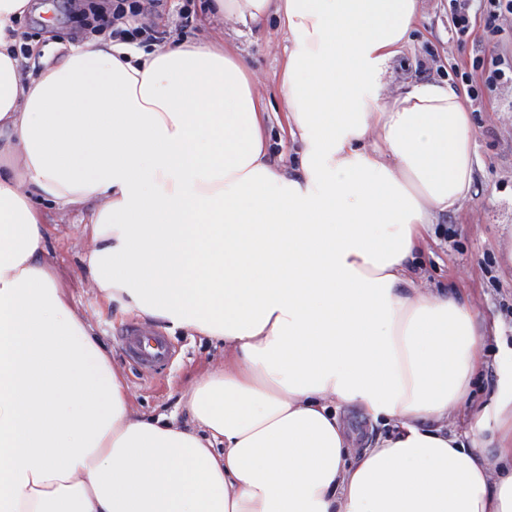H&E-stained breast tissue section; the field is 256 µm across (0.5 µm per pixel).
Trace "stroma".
<instances>
[{
    "label": "stroma",
    "mask_w": 512,
    "mask_h": 512,
    "mask_svg": "<svg viewBox=\"0 0 512 512\" xmlns=\"http://www.w3.org/2000/svg\"><path fill=\"white\" fill-rule=\"evenodd\" d=\"M140 15L148 36L140 46H155L193 40L203 35L224 41L236 50L253 72L257 90L274 118L269 137L275 152L288 149L285 132L286 106L279 93L286 58V34L278 23L249 31L239 24L211 17L208 0H140ZM453 0H425L424 18L412 46L394 65L395 79H403L410 65L424 77L448 81L465 90L462 73L472 76L475 91L469 96L475 128V152L480 169L462 205L436 225L419 255L418 273L429 288L455 289L473 307L479 320L497 328L489 337L486 366L471 381L473 401L490 404L501 384L512 380V81L487 90L483 82L489 65L483 49L484 20H477L467 44L451 34ZM26 46L36 47L26 70L39 76L55 53L48 40L77 45L88 35L76 12L59 7L40 14L27 12L18 22ZM47 258L55 269L57 283L71 305L94 326L112 350L115 363L129 386L132 414L152 416L174 409L180 393L224 362L222 344L202 336L177 333L171 336L169 362L146 372L129 358L124 338L146 334L150 328L140 318L112 315L82 273L83 258L90 246L79 212L43 205Z\"/></svg>",
    "instance_id": "35a3bbf8"
}]
</instances>
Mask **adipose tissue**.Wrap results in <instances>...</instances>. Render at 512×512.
I'll list each match as a JSON object with an SVG mask.
<instances>
[{
  "mask_svg": "<svg viewBox=\"0 0 512 512\" xmlns=\"http://www.w3.org/2000/svg\"><path fill=\"white\" fill-rule=\"evenodd\" d=\"M422 0H213L288 35L290 149L217 40L111 32L26 78L0 0V512H512V395L469 402L488 332L415 256L478 166L465 93L389 86ZM87 207L117 316L223 342L176 414L128 409L111 350L43 258L40 203ZM388 432L359 448L340 409ZM494 426V442L481 432Z\"/></svg>",
  "mask_w": 512,
  "mask_h": 512,
  "instance_id": "adipose-tissue-1",
  "label": "adipose tissue"
}]
</instances>
